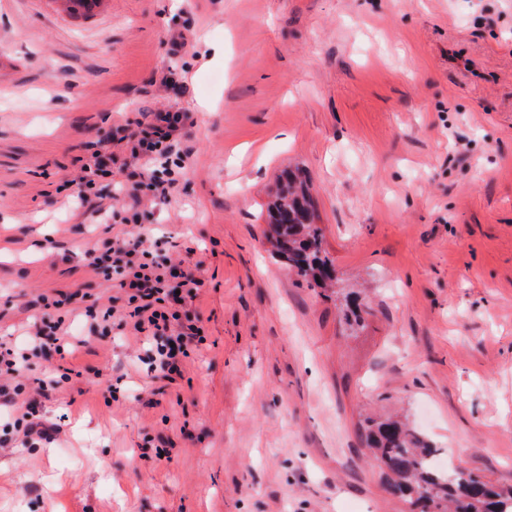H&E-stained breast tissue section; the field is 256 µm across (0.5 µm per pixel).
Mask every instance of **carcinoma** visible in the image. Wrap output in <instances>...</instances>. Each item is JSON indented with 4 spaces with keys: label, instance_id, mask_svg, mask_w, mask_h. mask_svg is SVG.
<instances>
[{
    "label": "carcinoma",
    "instance_id": "carcinoma-1",
    "mask_svg": "<svg viewBox=\"0 0 512 512\" xmlns=\"http://www.w3.org/2000/svg\"><path fill=\"white\" fill-rule=\"evenodd\" d=\"M269 219L288 269L317 285L326 284L323 271L333 261L315 224L307 186L297 176L288 173L281 181ZM368 445L387 473L390 493L409 504L410 512H512V487L500 488L460 467L437 466L438 449L396 419L374 423Z\"/></svg>",
    "mask_w": 512,
    "mask_h": 512
}]
</instances>
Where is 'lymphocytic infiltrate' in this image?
<instances>
[{
	"instance_id": "f902f5d3",
	"label": "lymphocytic infiltrate",
	"mask_w": 512,
	"mask_h": 512,
	"mask_svg": "<svg viewBox=\"0 0 512 512\" xmlns=\"http://www.w3.org/2000/svg\"><path fill=\"white\" fill-rule=\"evenodd\" d=\"M183 118L180 112L156 113L149 138L140 143L160 165H168L175 153ZM145 242L142 236L105 242L102 248L90 250L89 264L105 277L119 275L120 287L127 295L125 315L115 316L110 309L104 313L105 330L130 325L145 334L150 370L170 380L180 374L189 346L204 339L202 326L184 317L186 302L195 297L202 281L195 270L146 248ZM89 342V337L69 335L58 320L36 321L25 347L1 342L0 407L18 408L20 396L30 388L25 372L32 359L48 360ZM58 431V425H43L33 412L26 411L11 427L0 430V447L17 443L29 448L35 442L52 439Z\"/></svg>"
}]
</instances>
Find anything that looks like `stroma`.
Listing matches in <instances>:
<instances>
[{
  "label": "stroma",
  "instance_id": "1",
  "mask_svg": "<svg viewBox=\"0 0 512 512\" xmlns=\"http://www.w3.org/2000/svg\"><path fill=\"white\" fill-rule=\"evenodd\" d=\"M177 110L159 200L131 138ZM107 147L97 198L66 207ZM295 168L331 288L268 238ZM145 227L201 264L204 342L174 383L131 331L32 360L60 431L0 447V512H408L366 452L390 415L512 486V0H0V339L43 312L91 336L85 304L127 297L86 253Z\"/></svg>",
  "mask_w": 512,
  "mask_h": 512
}]
</instances>
